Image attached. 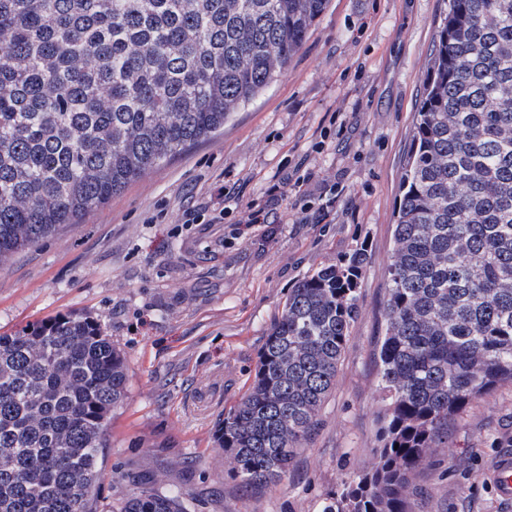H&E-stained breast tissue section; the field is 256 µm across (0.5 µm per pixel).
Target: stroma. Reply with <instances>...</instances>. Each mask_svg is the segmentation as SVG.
<instances>
[{
    "label": "stroma",
    "instance_id": "1",
    "mask_svg": "<svg viewBox=\"0 0 512 512\" xmlns=\"http://www.w3.org/2000/svg\"><path fill=\"white\" fill-rule=\"evenodd\" d=\"M447 0H329L284 73L213 137L130 184L84 222L0 268V334L81 313L123 352L127 397L97 505L164 479L193 512H322L379 446L377 343L393 220L436 30ZM312 184L277 221L153 224L159 210L234 192L265 206L300 159ZM364 249L359 314L319 426L287 482L243 492L214 443L293 288ZM512 450V384L448 423L413 478L411 512H512L491 469Z\"/></svg>",
    "mask_w": 512,
    "mask_h": 512
}]
</instances>
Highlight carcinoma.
Returning <instances> with one entry per match:
<instances>
[{"label": "carcinoma", "mask_w": 512, "mask_h": 512, "mask_svg": "<svg viewBox=\"0 0 512 512\" xmlns=\"http://www.w3.org/2000/svg\"><path fill=\"white\" fill-rule=\"evenodd\" d=\"M328 0H0V268L224 124ZM402 175L382 302L373 466L322 512H409L448 419L512 383V0H448ZM358 249L290 290L216 440L246 491L318 424L359 313ZM120 350L90 318L0 334V512H97ZM109 512H191L139 487Z\"/></svg>", "instance_id": "obj_1"}]
</instances>
